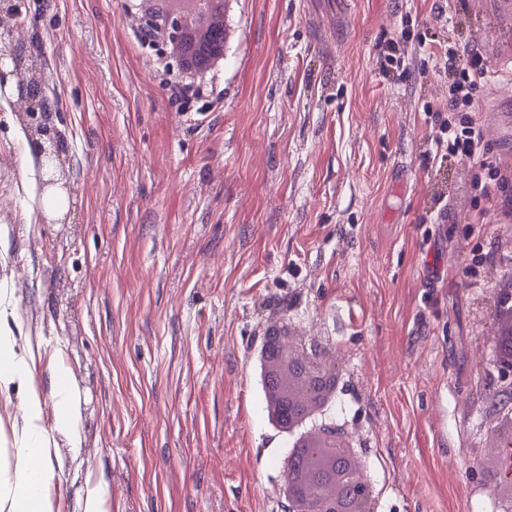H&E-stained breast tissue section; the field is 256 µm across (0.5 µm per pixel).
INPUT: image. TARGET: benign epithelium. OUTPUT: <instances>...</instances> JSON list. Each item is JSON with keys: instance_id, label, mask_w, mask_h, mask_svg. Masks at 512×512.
I'll use <instances>...</instances> for the list:
<instances>
[{"instance_id": "7a95c632", "label": "benign epithelium", "mask_w": 512, "mask_h": 512, "mask_svg": "<svg viewBox=\"0 0 512 512\" xmlns=\"http://www.w3.org/2000/svg\"><path fill=\"white\" fill-rule=\"evenodd\" d=\"M14 4L15 0H0V87L6 76H12L22 120L29 125L32 140L39 148L41 166L47 176L45 184L55 185L63 162V136L47 122L49 109L45 106L40 58L17 52L22 43L14 41L15 25L9 21L15 16ZM142 21L147 30L160 29L158 41L166 46L181 39L186 25L185 15L177 10L162 16L147 11ZM283 324L275 359L281 372L299 384L300 393L281 402L280 414L295 422L322 409L334 395L340 377L336 352L331 347L316 338L297 335L298 328L292 322L285 320ZM490 366L497 372L505 397L495 411L500 415L511 414L512 359L496 356ZM309 428L307 435L292 436V447L306 464L301 466L291 457L280 467V495L285 500L286 512H374V487L358 453L359 438L324 413ZM490 468L498 488L512 497V464L505 463L497 452Z\"/></svg>"}]
</instances>
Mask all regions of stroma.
Wrapping results in <instances>:
<instances>
[{"label": "stroma", "instance_id": "obj_1", "mask_svg": "<svg viewBox=\"0 0 512 512\" xmlns=\"http://www.w3.org/2000/svg\"><path fill=\"white\" fill-rule=\"evenodd\" d=\"M64 133L62 219L14 97L0 101V293L34 382L67 367L79 443L57 437L54 512H283L288 440L252 357L288 316L335 346L330 414L362 443L375 512L497 501L485 363L512 289V189L439 158L444 54L512 43L490 0H235L223 101L171 98L134 0H20ZM409 32L403 70L377 47ZM23 394L0 393L15 461Z\"/></svg>", "mask_w": 512, "mask_h": 512}]
</instances>
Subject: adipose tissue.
<instances>
[{"mask_svg":"<svg viewBox=\"0 0 512 512\" xmlns=\"http://www.w3.org/2000/svg\"><path fill=\"white\" fill-rule=\"evenodd\" d=\"M7 315L0 309V392L13 388L25 395L24 425L20 433L14 474L0 487V512H52L50 489L55 474L47 464L51 432L75 437L79 407L72 392L70 377L63 363H55L50 395H43L33 383L30 363L20 356L12 336L4 329ZM52 407L53 430H45L43 412Z\"/></svg>","mask_w":512,"mask_h":512,"instance_id":"adipose-tissue-1","label":"adipose tissue"}]
</instances>
